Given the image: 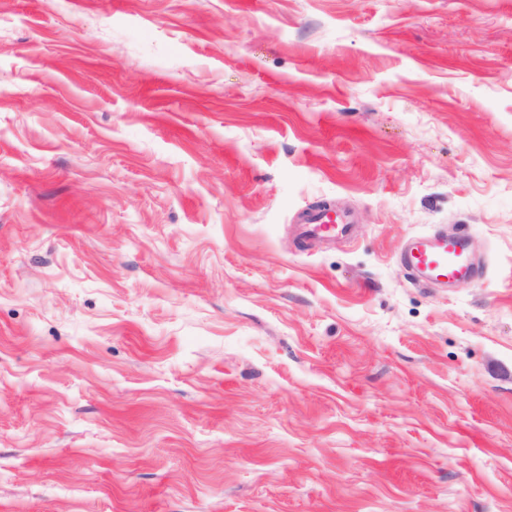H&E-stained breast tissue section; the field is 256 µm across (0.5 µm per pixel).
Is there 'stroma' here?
Listing matches in <instances>:
<instances>
[{
    "label": "stroma",
    "mask_w": 512,
    "mask_h": 512,
    "mask_svg": "<svg viewBox=\"0 0 512 512\" xmlns=\"http://www.w3.org/2000/svg\"><path fill=\"white\" fill-rule=\"evenodd\" d=\"M0 512H512V0H0ZM304 235L342 237L353 239L356 235L357 225L343 213L332 215L330 212L320 211L310 214L300 226ZM397 260L413 282L429 286L472 283L485 272L469 249L466 233L413 235L400 246Z\"/></svg>",
    "instance_id": "35a3bbf8"
}]
</instances>
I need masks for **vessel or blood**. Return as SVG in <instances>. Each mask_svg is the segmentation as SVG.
<instances>
[{"label": "vessel or blood", "mask_w": 512, "mask_h": 512, "mask_svg": "<svg viewBox=\"0 0 512 512\" xmlns=\"http://www.w3.org/2000/svg\"><path fill=\"white\" fill-rule=\"evenodd\" d=\"M357 226L342 213L310 214L302 225L303 234L354 238ZM397 260L408 277L423 285L458 286L479 280L484 272L469 249L467 234H416L404 241Z\"/></svg>", "instance_id": "b4317fda"}]
</instances>
